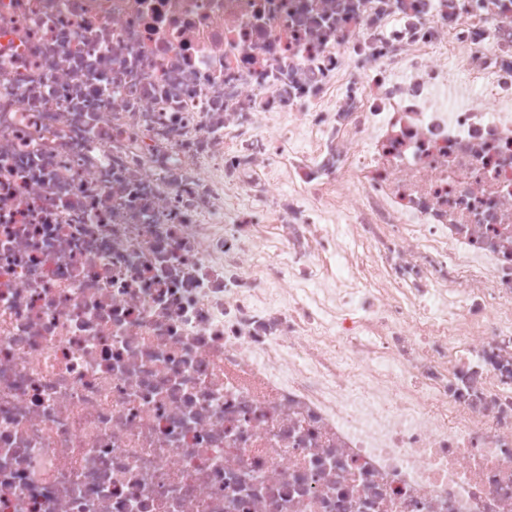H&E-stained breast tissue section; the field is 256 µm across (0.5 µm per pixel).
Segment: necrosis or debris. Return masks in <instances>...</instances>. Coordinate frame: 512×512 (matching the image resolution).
<instances>
[{"label": "necrosis or debris", "mask_w": 512, "mask_h": 512, "mask_svg": "<svg viewBox=\"0 0 512 512\" xmlns=\"http://www.w3.org/2000/svg\"><path fill=\"white\" fill-rule=\"evenodd\" d=\"M0 512H512V0H0Z\"/></svg>", "instance_id": "4bbe7bcc"}]
</instances>
